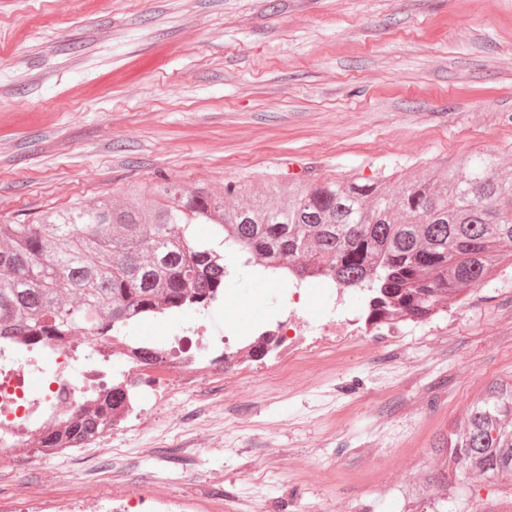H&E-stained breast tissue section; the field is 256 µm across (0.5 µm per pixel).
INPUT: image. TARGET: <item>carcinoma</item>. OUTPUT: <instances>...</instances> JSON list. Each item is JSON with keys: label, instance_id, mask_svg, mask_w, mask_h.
Returning <instances> with one entry per match:
<instances>
[{"label": "carcinoma", "instance_id": "obj_1", "mask_svg": "<svg viewBox=\"0 0 512 512\" xmlns=\"http://www.w3.org/2000/svg\"><path fill=\"white\" fill-rule=\"evenodd\" d=\"M512 176L487 158H462L396 185L370 178L311 179L283 192L227 182L185 187L161 177L127 195L76 202L0 224V337L126 336L135 320L181 314L224 287V249L302 260L344 288L372 287L420 319L512 262ZM198 224L210 237L195 235ZM125 397L107 394L69 432L39 448L81 442L108 426ZM441 483L477 474L512 482V378L488 384L466 427L438 439Z\"/></svg>", "mask_w": 512, "mask_h": 512}]
</instances>
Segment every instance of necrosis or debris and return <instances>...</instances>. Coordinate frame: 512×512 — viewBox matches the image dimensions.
<instances>
[{
	"mask_svg": "<svg viewBox=\"0 0 512 512\" xmlns=\"http://www.w3.org/2000/svg\"><path fill=\"white\" fill-rule=\"evenodd\" d=\"M248 266L259 286L278 282L288 288L283 313L242 327L225 319L222 333H215L211 315L219 306L212 298L190 310L192 319L159 339L161 353L143 359L130 353L110 336H78L66 343L26 338L0 342V482L13 483L10 495L0 496V512H129L125 503L100 500L91 494L94 478H85L84 491L62 498H29L16 485L13 464L23 449L33 447L42 432L68 427L84 412L93 410L97 398L110 393L114 384L112 360L124 358L123 376L147 386L146 395H135L114 410L116 422H125L141 411L144 398L167 405L173 382L191 374L206 378L223 370L231 376L255 369L265 359L283 353L291 365L339 364L354 347L369 349L372 336L410 322L409 314L365 301L357 310L342 307L343 288L320 268L303 276L288 269L268 272L265 262L241 248L226 254L225 272ZM320 290L324 307L309 316L305 298Z\"/></svg>",
	"mask_w": 512,
	"mask_h": 512,
	"instance_id": "4bbe7bcc",
	"label": "necrosis or debris"
}]
</instances>
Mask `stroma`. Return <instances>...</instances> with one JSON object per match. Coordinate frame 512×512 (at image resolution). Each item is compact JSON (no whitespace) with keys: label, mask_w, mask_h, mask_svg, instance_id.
<instances>
[{"label":"stroma","mask_w":512,"mask_h":512,"mask_svg":"<svg viewBox=\"0 0 512 512\" xmlns=\"http://www.w3.org/2000/svg\"><path fill=\"white\" fill-rule=\"evenodd\" d=\"M466 155L512 171V0H0V217L21 220L165 176L187 186L370 177L405 181ZM235 320L277 313L248 269L224 283ZM512 270L458 309L382 337L371 358L278 388L250 378L248 424L180 387L112 432L128 465L110 485L95 449L17 461L28 495L136 501L140 479L236 512H512V484L440 486L433 445L491 381L512 377ZM264 432L254 440L250 425ZM204 435L184 455V431ZM408 461L406 482L391 469ZM319 481H302L308 469Z\"/></svg>","instance_id":"stroma-1"}]
</instances>
